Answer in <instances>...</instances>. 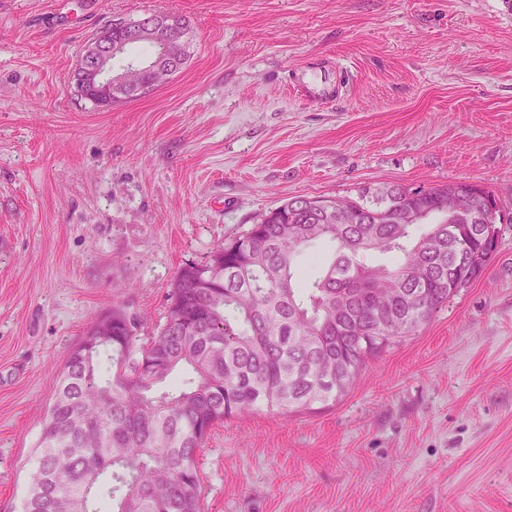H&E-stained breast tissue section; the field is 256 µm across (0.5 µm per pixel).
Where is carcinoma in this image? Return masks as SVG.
Instances as JSON below:
<instances>
[{
  "label": "carcinoma",
  "instance_id": "cac0c4a2",
  "mask_svg": "<svg viewBox=\"0 0 512 512\" xmlns=\"http://www.w3.org/2000/svg\"><path fill=\"white\" fill-rule=\"evenodd\" d=\"M448 188L363 186L332 212L288 201L181 266L151 335L112 306L57 375L24 512H205L198 452L215 425L342 399L480 276L465 258L494 254L503 215L485 189L448 211ZM324 242L332 257L301 280L298 258ZM388 254L395 268L373 263Z\"/></svg>",
  "mask_w": 512,
  "mask_h": 512
}]
</instances>
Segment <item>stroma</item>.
Masks as SVG:
<instances>
[{
    "label": "stroma",
    "mask_w": 512,
    "mask_h": 512,
    "mask_svg": "<svg viewBox=\"0 0 512 512\" xmlns=\"http://www.w3.org/2000/svg\"><path fill=\"white\" fill-rule=\"evenodd\" d=\"M148 14L186 21L187 65L81 98L85 44ZM457 181L512 214L503 0H0V512L99 314L157 327L182 265L290 198ZM198 463L207 512H512V228L345 398L225 421Z\"/></svg>",
    "instance_id": "35a3bbf8"
}]
</instances>
